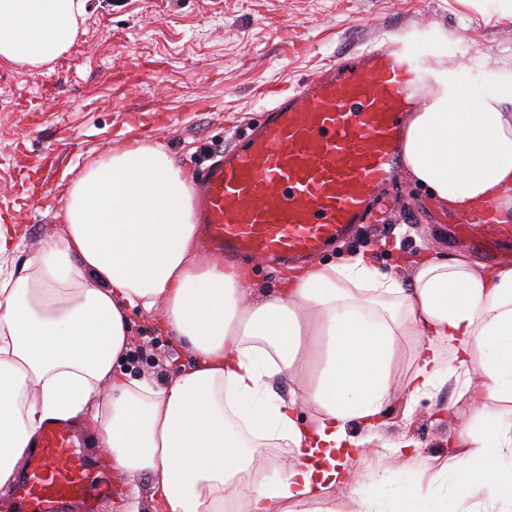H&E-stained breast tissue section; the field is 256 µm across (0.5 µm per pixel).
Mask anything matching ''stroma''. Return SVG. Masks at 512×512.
<instances>
[{
    "label": "stroma",
    "instance_id": "1",
    "mask_svg": "<svg viewBox=\"0 0 512 512\" xmlns=\"http://www.w3.org/2000/svg\"><path fill=\"white\" fill-rule=\"evenodd\" d=\"M451 33L449 60L468 59L470 80L484 56L512 62V16L492 0L476 10L467 0H93L85 32L52 70L0 64V221L27 227L10 269L22 271L39 243L61 231L64 173L133 141L163 143L188 170L227 146L258 119L276 86L296 87L322 68L414 29ZM390 208L326 248L315 264L372 249L382 270L405 254H459L491 266L512 254V226L486 245L479 228L431 200L405 174L385 188ZM176 353L151 317L132 316V378L164 385ZM450 389L420 399L411 417L403 402L383 414L374 447L415 439L428 455L447 454L463 424L466 403L439 419Z\"/></svg>",
    "mask_w": 512,
    "mask_h": 512
}]
</instances>
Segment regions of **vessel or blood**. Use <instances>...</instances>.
<instances>
[{"label": "vessel or blood", "mask_w": 512, "mask_h": 512, "mask_svg": "<svg viewBox=\"0 0 512 512\" xmlns=\"http://www.w3.org/2000/svg\"><path fill=\"white\" fill-rule=\"evenodd\" d=\"M412 80L407 61L370 47L274 93L261 121L198 170L204 254L299 264L371 223L398 168ZM85 446L75 426L46 424L0 512H67L109 493L99 481L105 460Z\"/></svg>", "instance_id": "obj_1"}]
</instances>
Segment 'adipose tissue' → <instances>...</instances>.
<instances>
[{"label": "adipose tissue", "mask_w": 512, "mask_h": 512, "mask_svg": "<svg viewBox=\"0 0 512 512\" xmlns=\"http://www.w3.org/2000/svg\"><path fill=\"white\" fill-rule=\"evenodd\" d=\"M90 0H0V62L52 68L83 33ZM429 46L427 88L400 141L401 168L460 216L512 207V69ZM189 174L163 145L137 142L84 165L63 192L64 233L42 241L22 273L8 267L23 240L0 224V493L15 484L49 422L91 419L96 445L128 477L146 476L150 512H373L361 475L336 451L376 436L394 392L406 409L452 385L471 422L447 457L409 456L389 493L394 512H458L482 495L512 500V266L424 256L398 273L360 249L272 287L197 253ZM164 312L158 327L193 355L155 386L130 379V316ZM410 366L398 372L401 356ZM288 383L287 393L274 388ZM312 407L300 418L302 407ZM366 435L349 436L351 425ZM285 448L273 483H252L265 448ZM422 466L449 494L428 498Z\"/></svg>", "instance_id": "ef3b65f1"}]
</instances>
